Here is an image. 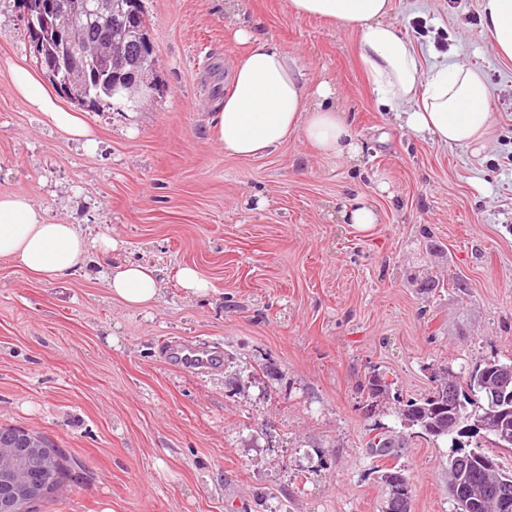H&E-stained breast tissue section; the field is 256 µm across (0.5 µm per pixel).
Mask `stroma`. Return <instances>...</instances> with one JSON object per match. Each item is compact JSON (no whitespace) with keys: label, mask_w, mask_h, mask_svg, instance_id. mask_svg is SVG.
I'll list each match as a JSON object with an SVG mask.
<instances>
[{"label":"stroma","mask_w":512,"mask_h":512,"mask_svg":"<svg viewBox=\"0 0 512 512\" xmlns=\"http://www.w3.org/2000/svg\"><path fill=\"white\" fill-rule=\"evenodd\" d=\"M227 0H142L159 90L81 114L97 144L52 127L9 72L37 70L17 0H0V195L25 193L50 222L119 248L56 281L0 261V425L48 438L69 476L37 512H383L367 442L403 432L394 404L362 409L386 373L403 399L435 373L512 363V63L498 59L481 0H393L391 21L425 66L463 61L487 78L492 133L444 146L382 107L354 31L291 14L287 0H237L297 59L308 87L336 88L363 151L326 158L298 139L226 156L212 118L243 51ZM378 222L360 230L344 206ZM155 269L147 308L112 298L109 266ZM210 283H178L182 267ZM438 282L419 289L422 278ZM212 353L190 371L172 345ZM512 450L482 435L414 438L389 467L411 512H455L448 460ZM392 383L387 381L383 373L373 371L361 385V392L364 395L362 409L365 414L375 412L383 404L384 401L389 399L391 393Z\"/></svg>","instance_id":"obj_1"}]
</instances>
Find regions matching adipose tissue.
Here are the masks:
<instances>
[{"label":"adipose tissue","instance_id":"obj_1","mask_svg":"<svg viewBox=\"0 0 512 512\" xmlns=\"http://www.w3.org/2000/svg\"><path fill=\"white\" fill-rule=\"evenodd\" d=\"M288 5L296 16L326 19L356 31L359 58L373 92L414 133L460 148L488 136L492 116L485 75L462 62L425 67L390 19L392 0H288ZM481 11L495 54L511 62L512 0H482ZM230 35L245 52L213 119L215 139L226 154L256 157L293 136L327 157L350 158L360 152L351 124L332 104V84L319 82L313 93H306L301 70L279 44L247 24L231 28ZM10 77L31 108L58 129L76 139L90 138L82 117L61 107L33 71L16 66ZM92 247L107 257L116 252L117 243L106 235L91 242L75 225L50 223L24 193L0 195L1 260L51 281L72 275ZM107 285L114 297L134 307L150 305L159 296L155 271L147 265H115Z\"/></svg>","mask_w":512,"mask_h":512}]
</instances>
